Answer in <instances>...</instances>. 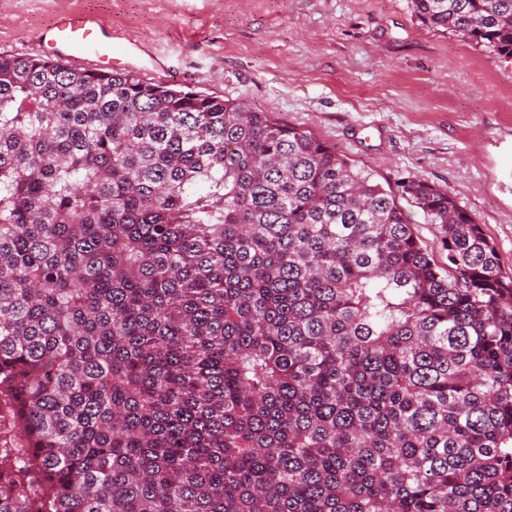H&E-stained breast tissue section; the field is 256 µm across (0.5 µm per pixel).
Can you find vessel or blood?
Here are the masks:
<instances>
[{
  "instance_id": "1",
  "label": "vessel or blood",
  "mask_w": 512,
  "mask_h": 512,
  "mask_svg": "<svg viewBox=\"0 0 512 512\" xmlns=\"http://www.w3.org/2000/svg\"><path fill=\"white\" fill-rule=\"evenodd\" d=\"M36 53L51 52L77 59L95 71L105 70L112 55L119 53L116 36L105 26L79 12L59 14L47 42L37 43Z\"/></svg>"
}]
</instances>
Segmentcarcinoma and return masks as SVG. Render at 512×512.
Returning a JSON list of instances; mask_svg holds the SVG:
<instances>
[{"label": "carcinoma", "instance_id": "1", "mask_svg": "<svg viewBox=\"0 0 512 512\" xmlns=\"http://www.w3.org/2000/svg\"><path fill=\"white\" fill-rule=\"evenodd\" d=\"M409 4L512 58V0ZM2 400L0 512H512V277L420 177L0 52ZM400 204L403 206L404 212L407 215L408 221L412 224L415 234H417L428 246L436 247L437 244L434 236L433 225L427 223V219L422 211L404 199L400 200Z\"/></svg>", "mask_w": 512, "mask_h": 512}]
</instances>
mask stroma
<instances>
[{"label": "stroma", "mask_w": 512, "mask_h": 512, "mask_svg": "<svg viewBox=\"0 0 512 512\" xmlns=\"http://www.w3.org/2000/svg\"><path fill=\"white\" fill-rule=\"evenodd\" d=\"M135 40L159 81L311 131L383 186L448 189L512 276V59L422 26L409 0H0V52L62 9Z\"/></svg>", "instance_id": "35a3bbf8"}]
</instances>
